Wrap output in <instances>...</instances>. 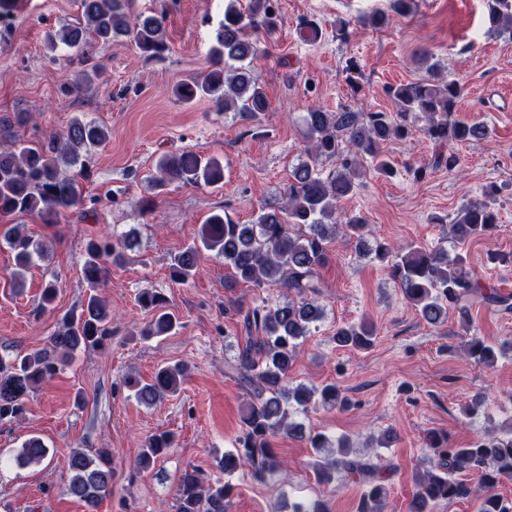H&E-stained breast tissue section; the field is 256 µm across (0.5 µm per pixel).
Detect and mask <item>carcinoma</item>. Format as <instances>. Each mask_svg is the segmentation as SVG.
<instances>
[{
	"label": "carcinoma",
	"instance_id": "1",
	"mask_svg": "<svg viewBox=\"0 0 512 512\" xmlns=\"http://www.w3.org/2000/svg\"><path fill=\"white\" fill-rule=\"evenodd\" d=\"M132 0H79L80 13L68 24L47 34V49L63 46L86 67L80 87L89 88L103 74L92 49L113 42L131 41L147 60L162 61L170 52L166 28L154 14H133ZM490 28L512 39V0H488ZM277 28V17L270 0H228L224 7L206 71L188 77L173 89L176 99L189 104L208 99L224 112H235L244 120L268 111L269 100L255 74L254 62L265 54L264 44L254 32L270 34ZM427 77L393 85L388 96L396 104L394 112H358L350 107L328 111L312 107L305 116L310 147L305 159L294 168L280 206L265 207L252 224H240L223 211L206 221L199 243L190 245L171 259L169 278L177 285L187 284L198 269L201 250L224 259L231 270L229 287L240 283L254 288H280L283 300L235 307V315L247 332L245 347L237 357L240 385L250 402L242 415L241 434L233 449L224 452L220 467L231 475L246 469L258 481L283 468L284 463L272 440L285 430L307 439L315 452L312 463L317 483L331 485L345 476L358 478L362 487L356 512H385L388 495L383 473L395 466L366 458L351 451L349 438L332 442L324 432H303L294 421L315 406L344 408L348 400L334 384L319 387L288 386V373L299 353L300 340L324 318L318 303L325 283L320 269L326 264L329 247L336 238L357 243L363 255L371 257L388 271L400 286L408 303L425 322L437 326L448 321V311L458 312L470 324V307L478 302L495 303L508 309L512 297L500 294L482 283L461 254L448 256L439 245L410 244L396 249L373 235L360 215L338 214L337 203L363 176L364 162L386 176L394 174L382 145L422 133L439 148L481 139L488 130L452 118L465 96V87L442 75L441 63L428 52L420 55ZM28 113L0 115V216L30 214L45 224H56L61 217L81 205L82 178L91 152L108 139V130L94 122L73 118L65 129L52 131L32 143L16 133L27 124ZM336 161V168L322 175L319 164ZM158 176L154 188L171 182L184 185H218L224 180L221 162L199 151L163 154L156 160ZM497 188L485 192V199L462 203L450 229L452 239L464 243L483 237L495 228L492 197ZM4 239L15 252V264L27 268L33 255H42L44 245L19 226L8 229ZM132 250L127 239L112 242L92 238L84 249L83 279L90 289L78 312L66 313L47 344L34 352L13 358L0 357V421L20 420L26 400L42 383L53 378L66 357L81 349H101L112 336V310L97 294L106 279L105 261H124ZM58 283L51 280L42 290L39 309L54 304ZM138 304L152 313L140 330L149 339L165 336L180 324L167 298L153 290L137 294ZM377 336L374 323L364 320L336 328L334 339L343 347L370 348ZM467 353L475 363L490 367L496 360L493 346L479 336L467 342ZM187 366L176 363L159 368L151 382L133 376L122 379V386L133 392L142 405L153 406L167 394L177 393L186 378ZM432 456L417 473L415 491L408 512H433L441 502L450 503L470 496L477 500V512H512V502L494 492L502 480H512V435H489L464 447L449 443L439 431L425 436ZM175 436L161 431L150 436L138 455L137 469L147 471L165 457ZM48 454L41 439L25 441L15 456L20 465L38 464ZM70 478L68 493L93 510L112 493V453L98 448L92 454L73 450L66 460ZM472 472L477 484L470 485L457 475ZM234 486L228 481L204 482L195 467L186 468L179 479L175 512H229ZM290 512H331L327 501L291 504Z\"/></svg>",
	"mask_w": 512,
	"mask_h": 512
}]
</instances>
